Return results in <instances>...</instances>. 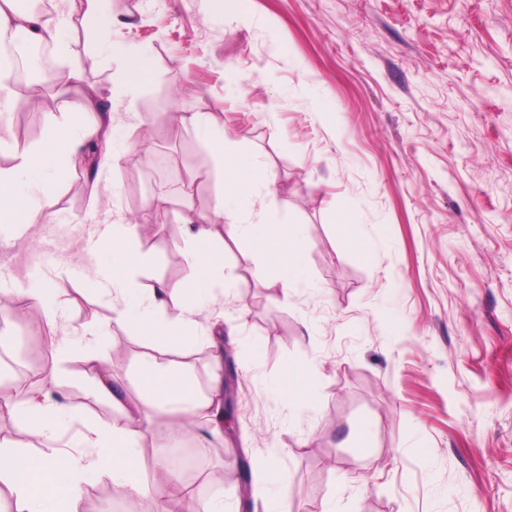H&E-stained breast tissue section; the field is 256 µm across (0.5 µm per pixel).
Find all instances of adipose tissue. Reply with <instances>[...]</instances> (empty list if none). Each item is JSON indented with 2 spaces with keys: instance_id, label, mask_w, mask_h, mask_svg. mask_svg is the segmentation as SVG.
<instances>
[{
  "instance_id": "obj_1",
  "label": "adipose tissue",
  "mask_w": 512,
  "mask_h": 512,
  "mask_svg": "<svg viewBox=\"0 0 512 512\" xmlns=\"http://www.w3.org/2000/svg\"><path fill=\"white\" fill-rule=\"evenodd\" d=\"M15 0H0V31L13 30L22 39L57 44L74 23H81L98 49L124 61L122 81L135 87L152 74L147 52L124 48L112 40V15L109 0H65L64 10L45 12L15 8ZM61 93L73 104L67 123L52 125L46 145L15 151L9 168L0 169V223L9 225L11 239H23L40 224L55 222L49 211L68 162L87 150H95L93 162L104 171L117 162L123 141L112 123L114 91L93 87L84 81L80 69L54 74ZM179 124H191L197 137L212 151L217 169L226 171L224 188L210 211L184 215L188 242L197 246V265L212 270L213 278L204 295H189L183 283L159 284L134 303L126 294L132 277L141 268L145 255L137 247L136 226L113 221L96 225L97 245L111 254L112 265L97 274L112 299L115 320L137 325L155 337L165 349L183 347L190 340H205L212 335L218 320L210 307L213 293L224 288V241L250 238L272 263H283L289 252L287 237L267 232L262 212H253L238 221L226 207L228 198L247 190H261L272 182L265 163L259 158L240 162L232 143L209 115L197 113L179 117ZM224 224L217 233L216 224ZM86 372L95 393L111 402L117 419L88 425L77 442L78 452L65 454L52 445L64 423L82 418V405L54 403L45 396L17 390L0 397V406L17 418V431L10 445L0 448V499L10 498L14 512H82L83 485L95 473L108 474L115 494L148 500L155 512H170L175 501L187 512H224L223 499L196 505L171 463L139 458L137 443L146 437L153 418H176L180 428L208 425L215 435H223L220 420L224 377L213 373L208 394H198L185 371L166 363L163 356L140 360L135 368L141 390L137 405L131 406L112 385V359L87 350Z\"/></svg>"
}]
</instances>
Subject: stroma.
Listing matches in <instances>:
<instances>
[{
  "label": "stroma",
  "mask_w": 512,
  "mask_h": 512,
  "mask_svg": "<svg viewBox=\"0 0 512 512\" xmlns=\"http://www.w3.org/2000/svg\"><path fill=\"white\" fill-rule=\"evenodd\" d=\"M114 42L147 51L153 75L116 94L112 117L132 145L94 175L68 165L60 215L24 244L0 229V289H48L64 319L0 306L12 347L6 385L59 369L53 397L82 404L85 422L116 414L80 381L84 339L110 330L101 354L129 402L141 356L156 340L112 320L89 268L106 263L92 224L139 215V282H187L185 207L208 211L220 189L211 150L175 113H204L239 152L256 154L274 184L240 207L271 225H299L308 279L282 293L250 239L224 242V325L238 377L233 428H205L182 445L155 420L142 455L188 449L198 496L224 494L244 512L233 474L251 471L253 512H264L266 450L291 512H512V0H112ZM54 70L116 84L119 61L82 28ZM68 104L48 89L36 109L0 116V168L14 149L45 142ZM155 127L151 147L139 131ZM166 205L147 211L151 198ZM68 335L57 357L53 337ZM306 370L312 397L287 407L271 393L288 367Z\"/></svg>",
  "instance_id": "obj_1"
}]
</instances>
